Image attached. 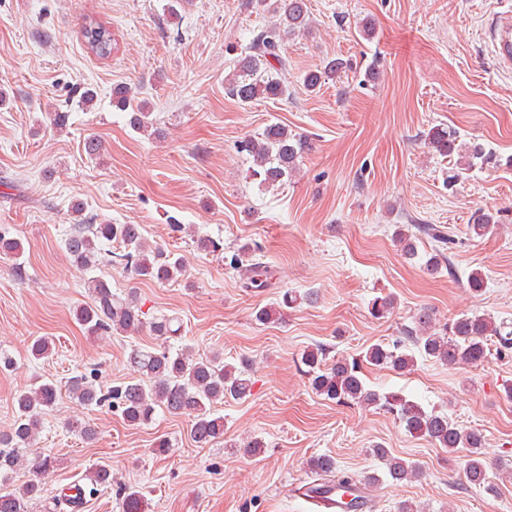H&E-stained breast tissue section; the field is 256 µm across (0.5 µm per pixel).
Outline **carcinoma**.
<instances>
[{
    "instance_id": "carcinoma-1",
    "label": "carcinoma",
    "mask_w": 512,
    "mask_h": 512,
    "mask_svg": "<svg viewBox=\"0 0 512 512\" xmlns=\"http://www.w3.org/2000/svg\"><path fill=\"white\" fill-rule=\"evenodd\" d=\"M275 23L257 33L245 47V55L237 62L234 71L225 77L227 93L237 101L247 104L263 99H280L286 96L287 86L277 77V72L288 62L280 55L281 33L295 34L309 26L307 0H278L272 9ZM82 37L87 48L99 58L112 54V33L103 24L89 20L84 23ZM348 67L347 62L336 59L321 70L310 71L305 76V86L314 91L322 82L331 80ZM112 106L126 113L128 125L148 136L162 135L153 113L145 104H133V91L126 85L112 88ZM427 147L444 157L458 156L448 171V184L459 181L475 161L485 160L477 143L459 141L454 130L439 125L431 127L425 135ZM239 152L250 163L251 176L267 189L280 188L295 176L299 159L309 150L307 138L288 130L280 123L267 125L258 135L250 136L238 144ZM72 209L81 215L72 225L65 239V249L71 262L84 271H92L107 262L116 264L126 272L155 282H168L184 272L182 260L151 247L137 224L96 223L95 217L85 216L84 204L77 202ZM495 220L489 213L473 219L469 231L476 237L490 233ZM395 236L405 255L417 254L418 235L399 226ZM434 253L427 259V271L434 273L442 268L444 247L448 237L435 229L430 234ZM117 242L120 248L103 253L104 242ZM23 253L21 242L0 228V255L18 256ZM224 261L239 273L241 287L261 289L270 286L269 267L237 251ZM92 302L77 309V320L90 336L105 333L133 335L144 327L143 312L130 298L112 293L109 284L98 277L88 280ZM304 297L290 292L283 294L282 303L276 307H262L255 319L262 323L277 321L282 309L291 308ZM500 355L512 350V330L499 324L488 314L464 313L451 324L441 327L432 316L419 313L413 326L404 336L392 343H375L364 352L362 359L338 357L328 360V349L322 345L303 352L302 364L306 367L313 390L341 405H378L398 419L411 435L426 436L450 453L465 452V477L467 485L487 493L496 491L495 477L490 475L482 456L483 437L451 422L448 416L427 412L419 404L390 392L379 394L369 389L362 377V363L389 367L398 373L410 372L416 356L420 355L448 365L477 364L491 354L490 346ZM129 362L140 379L129 381L104 392L88 376L74 377L68 388L87 405L110 403L132 424H145L152 420L156 409L173 414H192L193 440L208 445L224 436V417L212 412V405L226 398L242 399L250 394L252 380L246 366L226 364L223 357L214 354L197 358L187 348L172 351L166 348L132 350ZM59 387L53 380L36 383L20 391L15 397V417L7 431H0V512H29V504L41 498L43 488L36 481L13 488L9 473L21 463L17 449L30 446L40 430L41 415L51 409L57 400ZM372 454L384 468L382 476L395 482L412 481L419 477V468L389 449L376 445ZM311 467L331 478L339 495H349L361 484L355 474L341 470L329 455L312 459ZM121 512H146L142 494L130 489L124 492Z\"/></svg>"
}]
</instances>
